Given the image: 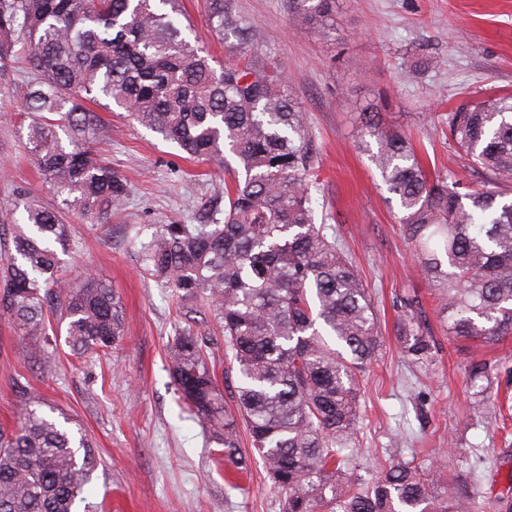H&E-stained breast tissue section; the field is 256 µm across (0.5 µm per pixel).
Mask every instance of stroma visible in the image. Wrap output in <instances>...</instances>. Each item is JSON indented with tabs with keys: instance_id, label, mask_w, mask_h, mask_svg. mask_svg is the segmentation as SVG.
I'll return each mask as SVG.
<instances>
[{
	"instance_id": "obj_1",
	"label": "stroma",
	"mask_w": 512,
	"mask_h": 512,
	"mask_svg": "<svg viewBox=\"0 0 512 512\" xmlns=\"http://www.w3.org/2000/svg\"><path fill=\"white\" fill-rule=\"evenodd\" d=\"M336 35L326 39L288 25L286 0H235L255 26L258 42L280 59L317 133L322 177L311 188L315 206L330 211L336 234L393 322L396 294L431 303L430 284L366 154L354 147L355 104L378 106L383 119L412 133L427 169L448 165L444 134L449 112L471 101L512 94V0H339ZM183 27L217 63L228 51L208 24L204 0H181ZM439 58L430 69L427 59ZM13 80L0 77V221L21 218L20 194L50 206L55 196L25 148L27 128L7 121L23 111ZM110 137L99 149L131 184L121 215L106 225L70 211L72 244L62 260L69 278L91 274L110 283L125 309V336L107 358L83 362L65 342L45 369L0 318V424L12 425L29 391L78 422L100 464L85 492L88 512H279L260 459L245 491L231 468L215 465L217 447L206 425L183 413L174 395L167 343L177 306L168 289L142 272L126 243L148 240L157 225L199 224L205 202L224 192V164L178 156L173 145L125 114L107 112ZM364 382L360 443L355 456L388 451L427 465L448 454V475L475 473L477 507L512 492V446L495 430L492 409L473 416L469 368L477 360L512 366V336L487 347L449 342L426 375L413 376L392 330ZM456 448H448L449 435Z\"/></svg>"
}]
</instances>
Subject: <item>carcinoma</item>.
<instances>
[{
	"mask_svg": "<svg viewBox=\"0 0 512 512\" xmlns=\"http://www.w3.org/2000/svg\"><path fill=\"white\" fill-rule=\"evenodd\" d=\"M212 33L233 55L213 56L182 34L179 0H0V76L31 117L27 149L59 206L24 201L0 259V317L30 354L55 365L56 336L78 358H99L124 339L123 307L92 275L72 285L59 253L70 246L63 214L79 209L106 224L124 210L127 179L94 149L104 125L94 104L117 108L190 160L226 153L222 220L160 224L138 258L145 275L201 303L224 337L219 381L211 338L191 319L174 326L169 371L188 417L209 428L224 460L248 472L244 426L280 512H473L467 481L443 484L447 460L426 467L392 459L368 481L347 453L358 441L361 382L382 350V321L368 288L308 186L321 178L316 134L277 56L249 40L253 23L231 0H205ZM336 0H288L296 28L336 35ZM357 149L399 207V222L432 282L448 341L495 344L512 335V95L448 113V145L488 177L475 191L446 169L430 177L411 137L360 111ZM66 134L64 144L60 134ZM400 352L428 370L440 352L418 296L395 297ZM512 367L470 365L473 408ZM234 389L224 401L223 383ZM31 394L13 428L0 427V512H76L97 458L81 426L43 411Z\"/></svg>",
	"mask_w": 512,
	"mask_h": 512,
	"instance_id": "1",
	"label": "carcinoma"
}]
</instances>
